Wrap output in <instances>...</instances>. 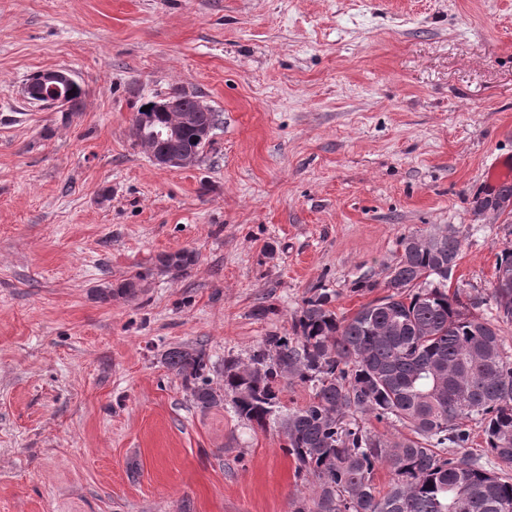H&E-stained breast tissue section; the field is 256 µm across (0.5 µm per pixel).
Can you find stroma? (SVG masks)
Returning <instances> with one entry per match:
<instances>
[{
    "instance_id": "obj_1",
    "label": "stroma",
    "mask_w": 512,
    "mask_h": 512,
    "mask_svg": "<svg viewBox=\"0 0 512 512\" xmlns=\"http://www.w3.org/2000/svg\"><path fill=\"white\" fill-rule=\"evenodd\" d=\"M59 68L81 111L23 98ZM175 88L222 125L170 171L133 119ZM503 158L512 0H0V512H292L283 435L198 408L166 352L248 360L320 288L353 314L402 235L448 228L495 319L512 213L475 200Z\"/></svg>"
}]
</instances>
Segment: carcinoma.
<instances>
[{
  "label": "carcinoma",
  "mask_w": 512,
  "mask_h": 512,
  "mask_svg": "<svg viewBox=\"0 0 512 512\" xmlns=\"http://www.w3.org/2000/svg\"><path fill=\"white\" fill-rule=\"evenodd\" d=\"M136 117L147 134L175 120L140 109ZM219 121L217 112H197L176 139L142 138L137 145L149 153L188 150L196 127L214 129ZM419 238H400L386 273L385 281L398 280L400 288L342 318L331 307V293L314 292L292 317L291 331L266 337L246 362L224 359L222 393L212 387L214 367L204 349L165 354L198 407L227 400L244 424L278 426L297 473L312 486L309 496L293 501V512H512V474L505 471L512 467V354L499 327L512 321V289L492 288L495 320L472 312L476 302L448 291L462 241L449 230L432 235V248L417 246ZM195 262L189 250L161 259L179 272ZM509 274L512 242L501 251L495 279ZM146 278L137 273L114 291L136 297ZM114 291H102V298ZM283 379L311 384L309 402L283 411ZM359 416L395 420L410 436L391 441L349 427ZM474 425L505 468L495 471L466 450ZM450 448L459 452L450 456ZM381 465L391 475L383 493L374 482Z\"/></svg>",
  "instance_id": "cac0c4a2"
}]
</instances>
